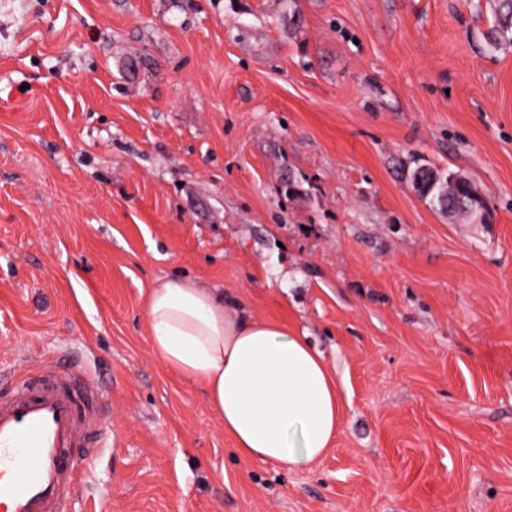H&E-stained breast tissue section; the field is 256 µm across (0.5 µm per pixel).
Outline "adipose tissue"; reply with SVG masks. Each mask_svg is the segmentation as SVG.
Masks as SVG:
<instances>
[{"label":"adipose tissue","mask_w":512,"mask_h":512,"mask_svg":"<svg viewBox=\"0 0 512 512\" xmlns=\"http://www.w3.org/2000/svg\"><path fill=\"white\" fill-rule=\"evenodd\" d=\"M146 316L154 352L202 387L240 456L302 469L329 448L342 399L306 334L251 316L220 289L186 278L151 288Z\"/></svg>","instance_id":"1"}]
</instances>
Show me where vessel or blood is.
Segmentation results:
<instances>
[{
  "label": "vessel or blood",
  "instance_id": "1",
  "mask_svg": "<svg viewBox=\"0 0 512 512\" xmlns=\"http://www.w3.org/2000/svg\"><path fill=\"white\" fill-rule=\"evenodd\" d=\"M80 368L60 376L27 365L0 393V512H68L80 480L75 449L101 427Z\"/></svg>",
  "mask_w": 512,
  "mask_h": 512
}]
</instances>
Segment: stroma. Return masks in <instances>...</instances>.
Here are the masks:
<instances>
[{"mask_svg":"<svg viewBox=\"0 0 512 512\" xmlns=\"http://www.w3.org/2000/svg\"><path fill=\"white\" fill-rule=\"evenodd\" d=\"M487 0H0V369L102 389L71 512H512V50ZM469 178L488 223L405 167ZM307 333L343 400L238 456L149 343L174 275Z\"/></svg>","mask_w":512,"mask_h":512,"instance_id":"obj_1","label":"stroma"}]
</instances>
